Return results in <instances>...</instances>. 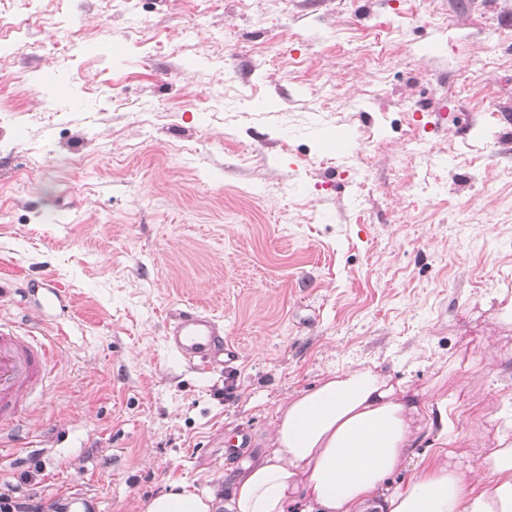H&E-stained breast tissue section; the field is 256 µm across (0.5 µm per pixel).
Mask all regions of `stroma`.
Returning a JSON list of instances; mask_svg holds the SVG:
<instances>
[{"instance_id": "stroma-1", "label": "stroma", "mask_w": 512, "mask_h": 512, "mask_svg": "<svg viewBox=\"0 0 512 512\" xmlns=\"http://www.w3.org/2000/svg\"><path fill=\"white\" fill-rule=\"evenodd\" d=\"M506 273L512 0H0V317L66 338L0 471L33 512L227 494V438L262 451L362 366L427 403L416 459L479 465L512 420ZM188 307L226 369L169 352Z\"/></svg>"}]
</instances>
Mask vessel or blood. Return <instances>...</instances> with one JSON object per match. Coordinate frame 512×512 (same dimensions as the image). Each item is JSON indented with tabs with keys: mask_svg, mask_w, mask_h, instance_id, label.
Masks as SVG:
<instances>
[{
	"mask_svg": "<svg viewBox=\"0 0 512 512\" xmlns=\"http://www.w3.org/2000/svg\"><path fill=\"white\" fill-rule=\"evenodd\" d=\"M169 351L209 370L236 356L224 339V326L213 315L194 309L176 315L167 331ZM62 354L56 336L0 321V447H5L43 391V384Z\"/></svg>",
	"mask_w": 512,
	"mask_h": 512,
	"instance_id": "b4317fda",
	"label": "vessel or blood"
}]
</instances>
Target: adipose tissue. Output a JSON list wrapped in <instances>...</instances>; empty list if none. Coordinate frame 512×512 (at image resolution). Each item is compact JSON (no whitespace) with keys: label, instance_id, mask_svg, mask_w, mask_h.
I'll return each mask as SVG.
<instances>
[{"label":"adipose tissue","instance_id":"ef3b65f1","mask_svg":"<svg viewBox=\"0 0 512 512\" xmlns=\"http://www.w3.org/2000/svg\"><path fill=\"white\" fill-rule=\"evenodd\" d=\"M427 406L372 368L328 373L278 409L267 452L250 458L228 497L180 479L140 502L141 512H512V434L501 433L478 468L410 457Z\"/></svg>","mask_w":512,"mask_h":512}]
</instances>
